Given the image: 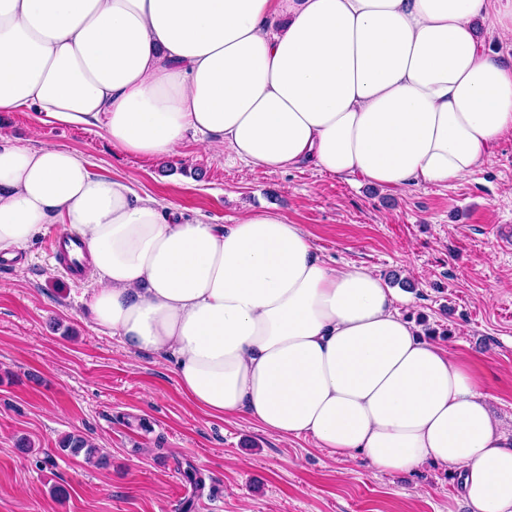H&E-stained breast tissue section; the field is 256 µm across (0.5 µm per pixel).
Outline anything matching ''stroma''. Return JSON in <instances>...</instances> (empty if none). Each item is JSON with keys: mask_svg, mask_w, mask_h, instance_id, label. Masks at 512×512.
<instances>
[{"mask_svg": "<svg viewBox=\"0 0 512 512\" xmlns=\"http://www.w3.org/2000/svg\"><path fill=\"white\" fill-rule=\"evenodd\" d=\"M0 126L212 224L276 209L329 261L395 288L425 339L470 361L512 435V137L463 180L387 190L312 167L250 169L191 140L162 164L94 126H38L27 109L1 112ZM63 232L51 225L16 258L0 257V512H468L451 469L335 464L310 441L203 412L172 357L128 351L95 326L84 298L96 276L69 274L53 248ZM68 433L90 438L107 465L61 453ZM57 485L67 499L53 497Z\"/></svg>", "mask_w": 512, "mask_h": 512, "instance_id": "obj_1", "label": "stroma"}]
</instances>
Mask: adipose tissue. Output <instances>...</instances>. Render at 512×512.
<instances>
[{
  "mask_svg": "<svg viewBox=\"0 0 512 512\" xmlns=\"http://www.w3.org/2000/svg\"><path fill=\"white\" fill-rule=\"evenodd\" d=\"M483 26L512 43V0H0V112L160 160L191 137L272 173L445 185L512 135V58ZM53 224L97 275L95 325L173 355L200 408L333 462L450 466L471 512H512V440L479 378L300 225L210 224L0 126V251Z\"/></svg>",
  "mask_w": 512,
  "mask_h": 512,
  "instance_id": "ef3b65f1",
  "label": "adipose tissue"
}]
</instances>
